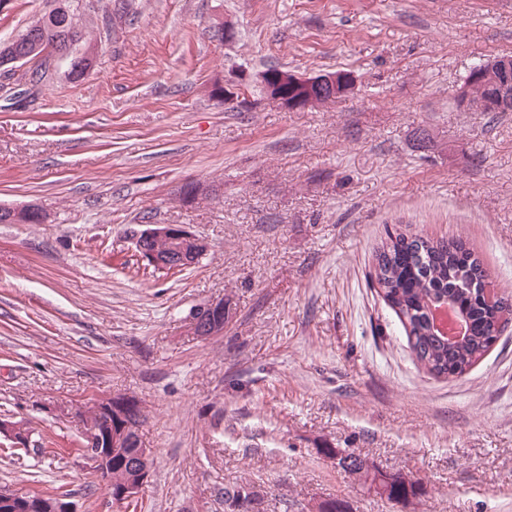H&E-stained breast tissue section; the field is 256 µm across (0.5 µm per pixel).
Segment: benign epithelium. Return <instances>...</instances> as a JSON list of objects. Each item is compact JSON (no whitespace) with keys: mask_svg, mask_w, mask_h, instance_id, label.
Masks as SVG:
<instances>
[{"mask_svg":"<svg viewBox=\"0 0 512 512\" xmlns=\"http://www.w3.org/2000/svg\"><path fill=\"white\" fill-rule=\"evenodd\" d=\"M50 33L34 26L0 46V66L23 63L42 49ZM512 71V57L502 56L479 69L475 78H506ZM255 80L265 94L287 110L309 108L320 104L324 96L331 99L347 97L355 90L354 76L347 72L320 73L300 76L287 70L261 71L256 75L243 72L239 80ZM458 104L468 112H488L512 105V91L502 82L499 96L486 101L472 95L464 85L457 91ZM46 220V214L38 207H0V221L9 224H28ZM132 250L140 262L160 272L179 271L197 263L209 251L210 244L202 235L185 224H147L131 233ZM191 330L200 337L212 336L224 331V299L212 300L197 308L192 314ZM75 415L90 422L84 432L85 457L92 471L105 486L109 496L117 504L130 502L137 497L149 478L148 470L138 466V460L148 456L149 450L139 449L127 454L129 434L142 428L141 418L133 403L118 395L100 398L75 409ZM0 434L6 435L15 448L30 445L29 432L24 428L0 419ZM130 470V479L119 488H113V460ZM0 512H77L69 502L60 498L31 496L19 492L0 490Z\"/></svg>","mask_w":512,"mask_h":512,"instance_id":"obj_1","label":"benign epithelium"}]
</instances>
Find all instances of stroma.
<instances>
[{"label":"stroma","instance_id":"stroma-1","mask_svg":"<svg viewBox=\"0 0 512 512\" xmlns=\"http://www.w3.org/2000/svg\"><path fill=\"white\" fill-rule=\"evenodd\" d=\"M93 62L0 72V489L78 512H512V323L463 376L436 378L369 280L395 228L459 239L512 295V112L456 101L472 67L512 55V0H79ZM57 0H0V44ZM234 42L214 36L224 22ZM270 67L346 70L356 89L287 110ZM210 185L186 204L183 186ZM188 224L210 252L163 275L131 263L143 222ZM232 315L201 338L193 312ZM135 397L151 475L130 507L89 475L82 423L43 411ZM330 447L426 488L370 495ZM0 217L2 223L9 224H40L34 222L39 220L44 222L46 220V214L38 207L26 206L22 208H5L0 207ZM241 490H247L248 493L245 495V497L241 494ZM246 506V509L241 511L239 510V504L243 501ZM261 504V496L259 491L255 490L254 487H251L250 484H233V485H224V507L225 512H259L260 510L257 509L258 505Z\"/></svg>","mask_w":512,"mask_h":512}]
</instances>
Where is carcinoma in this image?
I'll list each match as a JSON object with an SVG mask.
<instances>
[{"label":"carcinoma","mask_w":512,"mask_h":512,"mask_svg":"<svg viewBox=\"0 0 512 512\" xmlns=\"http://www.w3.org/2000/svg\"><path fill=\"white\" fill-rule=\"evenodd\" d=\"M65 16L54 9L38 19L46 29L66 22L63 37L86 42L85 32L75 21V8L69 2ZM371 278L379 288L385 304L400 321L416 361L434 377H460L492 347L498 327L512 316V299L503 295L490 297L488 274L480 259L461 240L431 239L409 235L401 230L388 234L376 254ZM442 299L457 306L466 324L465 337L453 343L435 330L432 305ZM390 478L380 497L392 502L408 501L419 496L417 481L401 473H386L365 460L360 484L369 478ZM246 509L239 510L241 491ZM259 491L249 484L224 486L225 512H259Z\"/></svg>","instance_id":"cac0c4a2"}]
</instances>
